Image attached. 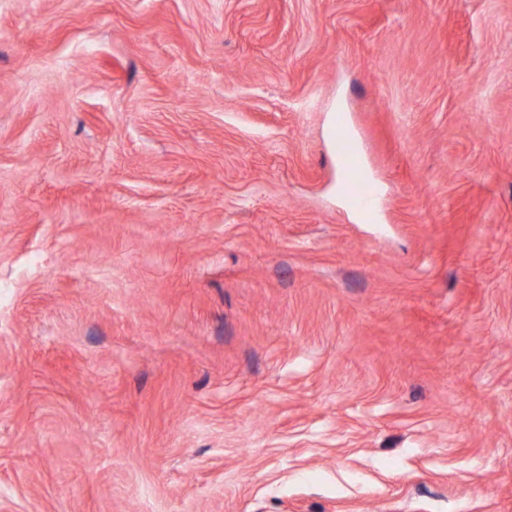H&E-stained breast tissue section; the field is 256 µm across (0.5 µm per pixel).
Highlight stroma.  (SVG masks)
Wrapping results in <instances>:
<instances>
[{"instance_id":"35a3bbf8","label":"stroma","mask_w":512,"mask_h":512,"mask_svg":"<svg viewBox=\"0 0 512 512\" xmlns=\"http://www.w3.org/2000/svg\"><path fill=\"white\" fill-rule=\"evenodd\" d=\"M0 512H512V0H0Z\"/></svg>"}]
</instances>
